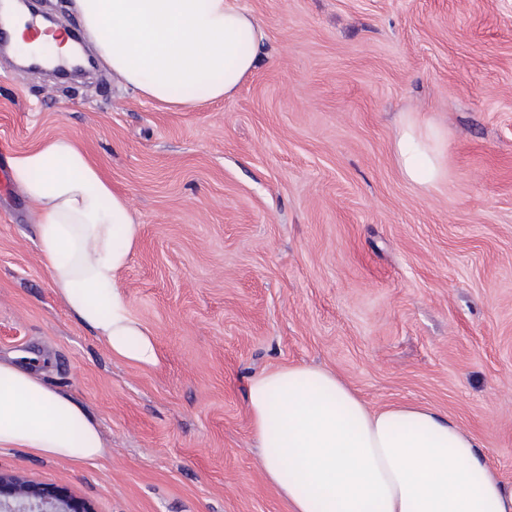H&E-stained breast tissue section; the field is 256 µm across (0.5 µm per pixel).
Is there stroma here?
<instances>
[{"mask_svg": "<svg viewBox=\"0 0 512 512\" xmlns=\"http://www.w3.org/2000/svg\"><path fill=\"white\" fill-rule=\"evenodd\" d=\"M265 31L232 96L168 109L0 55V170L67 137L141 226L121 275L163 361L112 358L0 192V358L71 394L106 452L1 448L0 473L87 512H292L245 400L283 366L336 372L373 408L419 402L512 484V0H240ZM444 134V180L403 177L402 119Z\"/></svg>", "mask_w": 512, "mask_h": 512, "instance_id": "obj_1", "label": "stroma"}]
</instances>
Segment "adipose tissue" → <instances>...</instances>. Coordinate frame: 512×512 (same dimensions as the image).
Masks as SVG:
<instances>
[{"mask_svg":"<svg viewBox=\"0 0 512 512\" xmlns=\"http://www.w3.org/2000/svg\"><path fill=\"white\" fill-rule=\"evenodd\" d=\"M88 41L139 96L187 107L233 96L253 74L265 38L239 0H72ZM31 16L10 27L27 54L69 58L70 44L32 36ZM440 131L405 122L394 153L402 175L437 185ZM13 183L36 216L43 268L70 313L112 356L153 369V331L131 311L120 276L141 226L76 143L47 140L10 160ZM265 478L292 512H512V485L480 444L429 406L370 408L336 373L285 366L246 388ZM0 448L84 462L103 455L95 421L69 394L0 359Z\"/></svg>","mask_w":512,"mask_h":512,"instance_id":"obj_1","label":"adipose tissue"}]
</instances>
